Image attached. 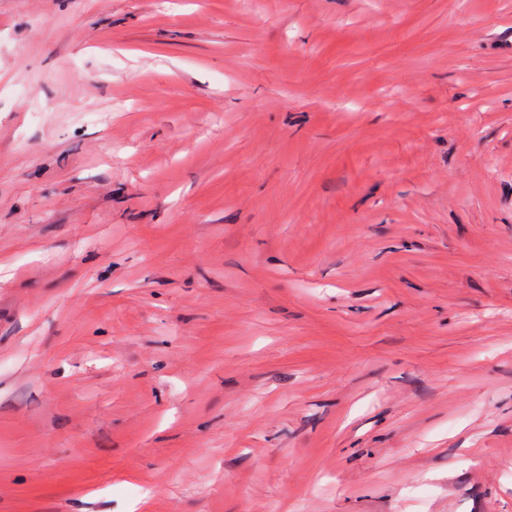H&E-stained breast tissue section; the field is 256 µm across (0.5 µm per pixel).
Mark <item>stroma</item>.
Returning <instances> with one entry per match:
<instances>
[{
	"instance_id": "1",
	"label": "stroma",
	"mask_w": 512,
	"mask_h": 512,
	"mask_svg": "<svg viewBox=\"0 0 512 512\" xmlns=\"http://www.w3.org/2000/svg\"><path fill=\"white\" fill-rule=\"evenodd\" d=\"M0 512H512V0H0Z\"/></svg>"
}]
</instances>
